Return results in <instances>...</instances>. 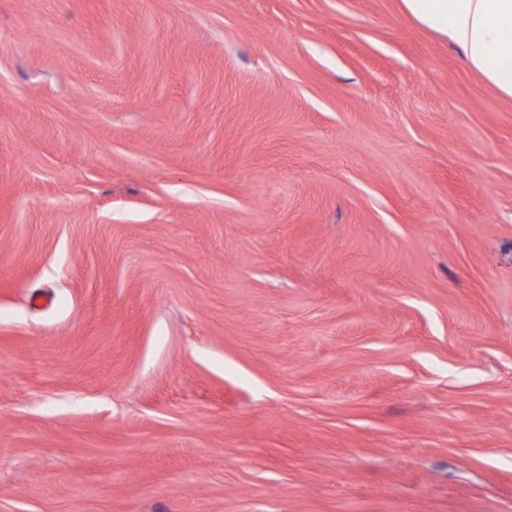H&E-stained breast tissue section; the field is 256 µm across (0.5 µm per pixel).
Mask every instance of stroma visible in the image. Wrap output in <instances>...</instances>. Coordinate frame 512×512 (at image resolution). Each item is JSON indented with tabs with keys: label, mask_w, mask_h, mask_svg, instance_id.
Returning <instances> with one entry per match:
<instances>
[{
	"label": "stroma",
	"mask_w": 512,
	"mask_h": 512,
	"mask_svg": "<svg viewBox=\"0 0 512 512\" xmlns=\"http://www.w3.org/2000/svg\"><path fill=\"white\" fill-rule=\"evenodd\" d=\"M0 512H512V100L401 0H0Z\"/></svg>",
	"instance_id": "1"
}]
</instances>
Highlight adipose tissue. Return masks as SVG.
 <instances>
[{"instance_id":"ef3b65f1","label":"adipose tissue","mask_w":512,"mask_h":512,"mask_svg":"<svg viewBox=\"0 0 512 512\" xmlns=\"http://www.w3.org/2000/svg\"><path fill=\"white\" fill-rule=\"evenodd\" d=\"M422 27L459 48L499 95L512 99V0H402Z\"/></svg>"}]
</instances>
